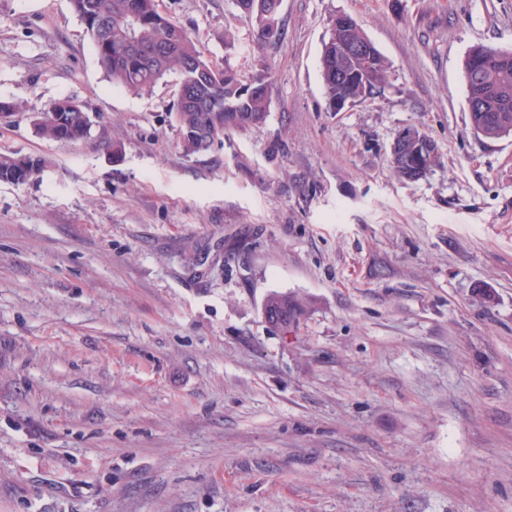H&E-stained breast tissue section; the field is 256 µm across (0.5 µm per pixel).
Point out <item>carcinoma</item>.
Returning a JSON list of instances; mask_svg holds the SVG:
<instances>
[{"label":"carcinoma","mask_w":512,"mask_h":512,"mask_svg":"<svg viewBox=\"0 0 512 512\" xmlns=\"http://www.w3.org/2000/svg\"><path fill=\"white\" fill-rule=\"evenodd\" d=\"M252 24V41L257 46L282 38L279 22L282 0H236ZM95 46L100 66L113 84L129 91L151 88L167 72L179 75V95L175 122L183 153L191 157L209 151L237 130L266 121L270 93L268 66L256 80L261 89L240 79L233 68H219L207 62L189 33L163 16L156 0H71ZM363 43L367 36L361 27L332 32L321 55V75L327 111L336 99L360 102L381 94L387 83V63L378 49L372 58H336V41ZM464 84L474 133L485 139L512 134V52L477 46L464 61ZM49 105L36 120L39 134L48 140L77 143L88 137L92 119L78 102L64 98ZM24 158L0 154V182L19 184L29 180L43 166L35 158V170L26 172ZM308 307L297 296L284 293L267 295L263 312L297 328Z\"/></svg>","instance_id":"cac0c4a2"}]
</instances>
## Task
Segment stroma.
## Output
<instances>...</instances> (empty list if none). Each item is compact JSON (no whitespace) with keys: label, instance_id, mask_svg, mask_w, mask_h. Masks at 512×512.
<instances>
[{"label":"stroma","instance_id":"obj_1","mask_svg":"<svg viewBox=\"0 0 512 512\" xmlns=\"http://www.w3.org/2000/svg\"><path fill=\"white\" fill-rule=\"evenodd\" d=\"M205 57L271 67L264 124L188 157L178 80L112 85L71 0H0V512H512V136L476 138L477 46L512 0H282L249 43L235 0H157ZM339 14L385 58L326 109ZM60 98L72 144L34 119ZM407 128L435 144L393 171ZM309 313L272 331L266 296ZM64 102L66 107L58 103ZM92 119L78 102L63 98L51 103L46 112L36 120L39 134L48 140L77 143L88 137ZM30 160L35 159V170L29 174L22 168L25 164L24 157H19L14 154H0V182L19 184L29 180L33 175L38 173L42 166L43 161L39 157L28 156Z\"/></svg>","mask_w":512,"mask_h":512}]
</instances>
